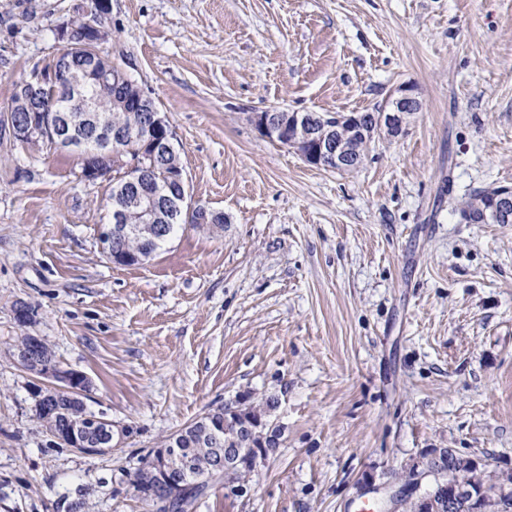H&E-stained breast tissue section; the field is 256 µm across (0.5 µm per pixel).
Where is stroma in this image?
I'll return each instance as SVG.
<instances>
[{"label":"stroma","mask_w":512,"mask_h":512,"mask_svg":"<svg viewBox=\"0 0 512 512\" xmlns=\"http://www.w3.org/2000/svg\"><path fill=\"white\" fill-rule=\"evenodd\" d=\"M77 3L0 0V111ZM109 26L102 51L168 113L192 196L228 222L115 265L107 183L76 178L79 154L0 140V512H152L138 457L247 392L278 396L279 445L195 512H358L364 481L435 448L512 472V224L461 212L512 187V0H111ZM402 84L420 111L350 173L246 120L370 111ZM23 336L91 378L122 447L43 432ZM501 188L502 187L478 190L471 194L468 200L463 204V214L474 222L466 217L465 220L473 224H477L476 222L481 221L484 212L489 210L494 197Z\"/></svg>","instance_id":"obj_1"}]
</instances>
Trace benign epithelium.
Instances as JSON below:
<instances>
[{"instance_id":"1","label":"benign epithelium","mask_w":512,"mask_h":512,"mask_svg":"<svg viewBox=\"0 0 512 512\" xmlns=\"http://www.w3.org/2000/svg\"><path fill=\"white\" fill-rule=\"evenodd\" d=\"M110 8L107 0H97L91 9L85 10L89 37L80 41L73 36L70 26L61 22L55 28L61 50L56 57L59 66L48 71L36 69L22 83L23 98L47 101L66 89L79 99L87 112L77 117L70 112L38 109L27 119H20L17 105H11L0 114V129L10 140L27 144L41 139L59 149L73 147V136L80 125L88 126V140L95 149L88 152L78 176L88 182L106 179L112 173V161L123 168L128 192L127 203L138 208L140 223H125L126 207L120 206L112 212V224L102 234L103 249L112 251V262L117 265H143L144 258L126 253L118 244L131 236H140L153 230L163 232L165 224H194L207 227L217 234L224 232L225 217L203 205L192 202L188 180L183 169L177 167L167 173V192L159 197L144 190L147 184L145 160L157 156L177 155L175 134L168 116L160 111L152 98L142 93L135 99V106L146 111L145 122L128 128L116 129L98 113L90 111L89 100L83 95V73L87 69L84 60L91 56L100 62L99 73L115 70L124 74L129 84V71L112 61L101 51V45L109 37L103 18ZM420 110V102L409 85L396 87L383 106L372 114V123L364 128L359 118L342 112H290L281 108H268L260 112L247 113V120L264 138L294 149L310 165L320 166L336 160V170L350 172L360 166L355 154L357 141L386 134L399 136L404 129L407 115ZM37 375L52 380L46 385L35 384L34 391L46 395L71 394L81 396L90 387L89 379L82 373L64 369L54 362L38 366ZM129 433L125 426L96 418L88 421L82 417L75 420L68 430L70 447L85 455H97L118 447ZM151 466L148 479L139 482V494L154 508V512H172L182 496V486L169 480L175 458L172 448H152L148 451ZM428 474L413 469V484L410 489L422 497L424 512H433L434 497L421 489ZM459 484L453 480L446 484L448 490V512H486L481 506L482 494L473 490V484Z\"/></svg>"}]
</instances>
